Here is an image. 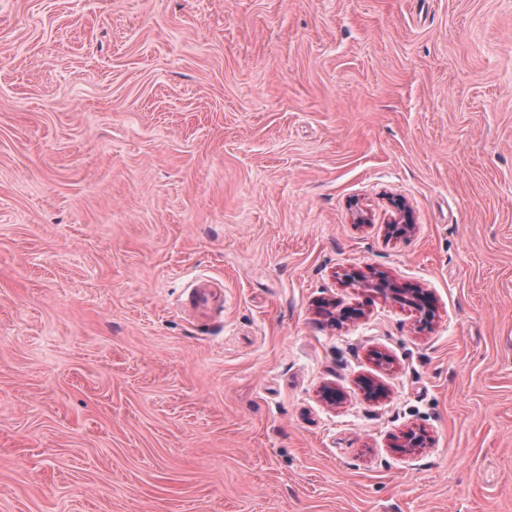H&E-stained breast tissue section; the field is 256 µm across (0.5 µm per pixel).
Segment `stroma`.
Listing matches in <instances>:
<instances>
[{
    "label": "stroma",
    "instance_id": "stroma-1",
    "mask_svg": "<svg viewBox=\"0 0 512 512\" xmlns=\"http://www.w3.org/2000/svg\"><path fill=\"white\" fill-rule=\"evenodd\" d=\"M0 512H512V0H0ZM189 294L190 305L198 312L204 313L214 299V291L209 281H196ZM366 288H373L381 293L389 294L395 299L412 307L422 320L428 321L433 313V299L429 293L420 288H400L395 283L378 279L376 282L363 283Z\"/></svg>",
    "mask_w": 512,
    "mask_h": 512
}]
</instances>
